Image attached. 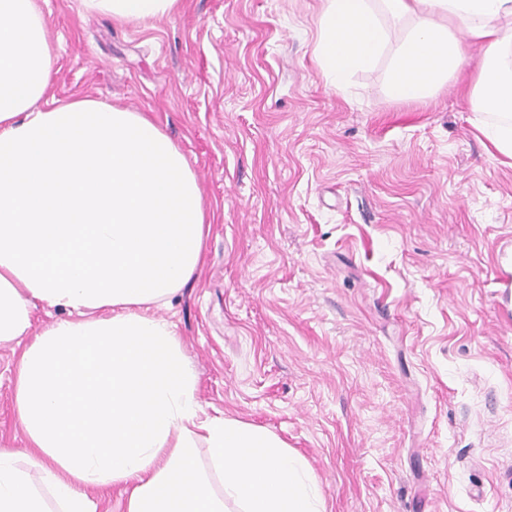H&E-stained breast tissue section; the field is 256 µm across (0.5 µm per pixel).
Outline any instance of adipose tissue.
<instances>
[{
    "mask_svg": "<svg viewBox=\"0 0 512 512\" xmlns=\"http://www.w3.org/2000/svg\"><path fill=\"white\" fill-rule=\"evenodd\" d=\"M120 25L182 0H82ZM402 35L392 39V26ZM478 42L476 128L512 166V0H321L313 59L333 87L390 60L389 101H425ZM54 49L39 0H0V343L32 335L15 379L23 451L0 448V512H324L305 460L277 435L205 411L167 321L150 316L199 273L210 213L186 156L139 112L49 98ZM66 318L31 334L36 303ZM206 445L220 476L198 464ZM31 459L34 484L17 465ZM96 501L97 512H125V495L122 486L91 492Z\"/></svg>",
    "mask_w": 512,
    "mask_h": 512,
    "instance_id": "1",
    "label": "adipose tissue"
}]
</instances>
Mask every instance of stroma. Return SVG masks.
Instances as JSON below:
<instances>
[{
	"label": "stroma",
	"mask_w": 512,
	"mask_h": 512,
	"mask_svg": "<svg viewBox=\"0 0 512 512\" xmlns=\"http://www.w3.org/2000/svg\"><path fill=\"white\" fill-rule=\"evenodd\" d=\"M39 3L55 99L144 113L213 212L199 277L152 310L200 403L288 443L326 512H512V167L469 71L415 105L384 58L332 88L319 0H183L146 27ZM21 351L0 344V448L25 446Z\"/></svg>",
	"instance_id": "35a3bbf8"
}]
</instances>
